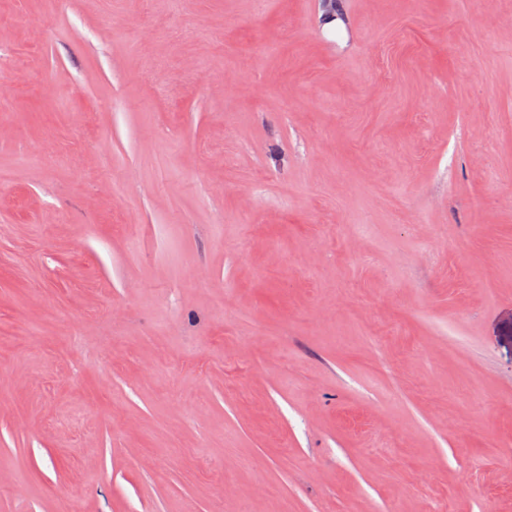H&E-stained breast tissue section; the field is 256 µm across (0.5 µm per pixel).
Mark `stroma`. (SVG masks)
<instances>
[{"label": "stroma", "instance_id": "stroma-1", "mask_svg": "<svg viewBox=\"0 0 512 512\" xmlns=\"http://www.w3.org/2000/svg\"><path fill=\"white\" fill-rule=\"evenodd\" d=\"M0 0V512H512V0Z\"/></svg>", "mask_w": 512, "mask_h": 512}]
</instances>
